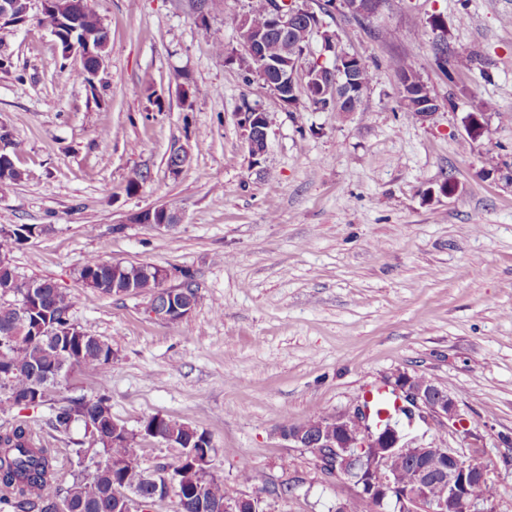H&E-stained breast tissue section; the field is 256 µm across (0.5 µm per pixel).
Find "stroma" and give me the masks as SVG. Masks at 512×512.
<instances>
[{
  "label": "stroma",
  "instance_id": "stroma-1",
  "mask_svg": "<svg viewBox=\"0 0 512 512\" xmlns=\"http://www.w3.org/2000/svg\"><path fill=\"white\" fill-rule=\"evenodd\" d=\"M88 5L108 33L91 88L71 79L80 56L62 59L36 18L0 26L12 59L0 70V127L24 173L0 185V227L43 226L12 254L21 279L69 290L71 321L113 351L105 381L75 373L61 396L107 384L129 429L158 415L205 432L226 496H262L267 512H336L356 487L324 477L282 422L353 408L399 372L424 375L462 421L419 424L418 444L480 464L496 512H512V0H381L368 17L343 7L324 17L337 51L374 74L346 118L289 111L215 53L217 37L237 49L235 21L252 0H220L204 27L185 0ZM473 45L480 60L466 58ZM407 57L438 104L426 122L400 102ZM183 74L200 89L189 104ZM246 101L269 120L255 167L238 126ZM484 101L486 130L470 137L463 120ZM177 143L190 160L174 174ZM448 178L453 195H428ZM161 204L177 224L129 223ZM90 257L174 270L172 288L188 273L201 302L181 320L154 318L148 295L82 286ZM49 415L2 409L0 426L27 420L49 448L83 441L79 426L52 431ZM245 464L253 483L238 479Z\"/></svg>",
  "mask_w": 512,
  "mask_h": 512
}]
</instances>
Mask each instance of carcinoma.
Wrapping results in <instances>:
<instances>
[{
	"label": "carcinoma",
	"instance_id": "obj_1",
	"mask_svg": "<svg viewBox=\"0 0 512 512\" xmlns=\"http://www.w3.org/2000/svg\"><path fill=\"white\" fill-rule=\"evenodd\" d=\"M38 23L57 35L59 41L80 55L82 69L75 80L85 83L95 91L99 40L104 27L88 5L84 4L73 14L72 24L59 22L52 10L41 13ZM401 103L411 113L418 111L415 95L429 91L418 75L414 61L407 58L398 65ZM293 109L302 101L313 104L318 111L335 108L332 103L313 97L304 90L291 97ZM9 149L0 152V180L17 183L23 172L14 161L18 145L8 141ZM43 232L37 225H20L12 230L0 229V290L11 285L16 291L19 275L12 263L11 254L22 242ZM79 281L99 292L110 295L114 288H126L130 282L141 291L156 287V275H145L132 266L112 267L97 258H88L78 271ZM38 285L37 299L30 302L29 328L24 336H11L14 328L16 300L0 299V408L19 406V397L30 398L31 407L50 404L49 426L60 434H69L80 425L89 438L88 447L73 448L71 453L79 458L98 455L101 461L93 480L81 474L73 477L71 485L62 490L58 486L60 458L57 449L47 448L36 440L25 420H17L0 429V506L12 512H123L113 488L123 482L134 481L140 473L137 433L120 426L118 437L123 444L112 443L111 396L106 388L92 396L85 395L54 399L60 387L68 383L76 372L93 371L105 378L112 362V345L85 331L69 319L72 297L51 280H34ZM374 424H385L389 418L408 416L396 400L381 397L375 402L363 400ZM147 427H158L163 435L176 436L186 452L175 458L169 466L180 477V512H206L204 501L224 500V480L216 475L201 479L198 470V452L212 451L203 448L205 432L181 422L153 416L145 421Z\"/></svg>",
	"mask_w": 512,
	"mask_h": 512
}]
</instances>
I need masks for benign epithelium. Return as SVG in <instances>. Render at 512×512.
<instances>
[{
    "instance_id": "obj_1",
    "label": "benign epithelium",
    "mask_w": 512,
    "mask_h": 512,
    "mask_svg": "<svg viewBox=\"0 0 512 512\" xmlns=\"http://www.w3.org/2000/svg\"><path fill=\"white\" fill-rule=\"evenodd\" d=\"M344 4L353 15L360 17L373 13L379 6V0H344ZM267 10L270 19L267 28L253 26L247 13L237 19L239 50L228 60L239 64L248 62L251 76L280 99L282 90L288 88L293 91L297 84L298 62L290 60L298 49L295 42L310 41V36L321 28V22L317 20L318 14L303 0H269ZM274 36L280 41V52L272 58L267 54L266 44ZM357 60L356 55L334 54L333 67L322 65L307 73L308 86L316 91L318 98L331 95L343 102L357 97L361 93L353 79ZM484 119L482 112H472L466 117V130L470 136L478 137L483 133ZM238 126L251 165H259L268 149L267 113L258 105L250 106L248 112L242 109L238 112ZM189 157L187 146H173L168 154L170 172L178 173ZM156 215L162 217V226H168L170 209L166 205L135 213L129 222L151 224ZM172 276L170 270L157 267L158 286L151 294L148 306L151 315L168 322L182 319L193 309V303L184 297L185 285L164 287ZM389 385L418 413L426 412L442 423L459 422L455 400L446 390L425 378L399 373ZM365 414L364 407L359 405L352 411L334 414L328 422L290 426L285 437L296 447L307 449L324 474L352 482L360 488L361 494L374 498L381 507L392 495L396 512H412L416 507L424 512H454L456 508L463 512H488L492 509L491 492L484 493L479 499L469 496V486L484 475L481 467L464 460L451 448L417 447L414 440L400 435L393 425L375 432L367 428ZM397 457L405 460L406 469L413 474L408 482L402 480L401 470L393 464ZM435 471L447 476L446 497L428 496V484ZM141 483H150L165 494L176 492L179 475L171 469L153 470L140 475L133 483L117 487L116 495L125 501L124 512H133L140 505Z\"/></svg>"
}]
</instances>
